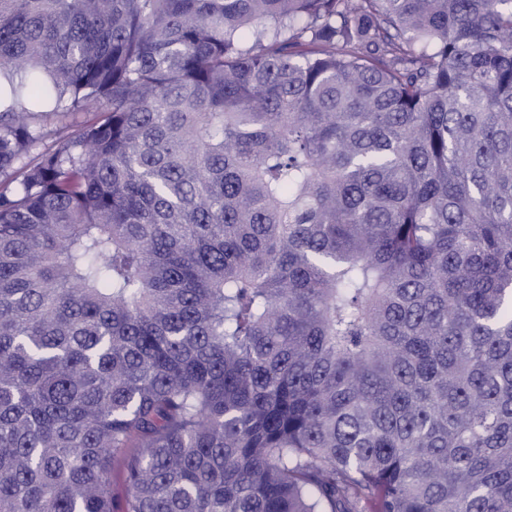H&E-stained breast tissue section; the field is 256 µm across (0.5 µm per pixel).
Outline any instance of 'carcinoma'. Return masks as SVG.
Returning <instances> with one entry per match:
<instances>
[{"label":"carcinoma","mask_w":512,"mask_h":512,"mask_svg":"<svg viewBox=\"0 0 512 512\" xmlns=\"http://www.w3.org/2000/svg\"><path fill=\"white\" fill-rule=\"evenodd\" d=\"M117 460L126 512H512V0H0V512Z\"/></svg>","instance_id":"1"}]
</instances>
